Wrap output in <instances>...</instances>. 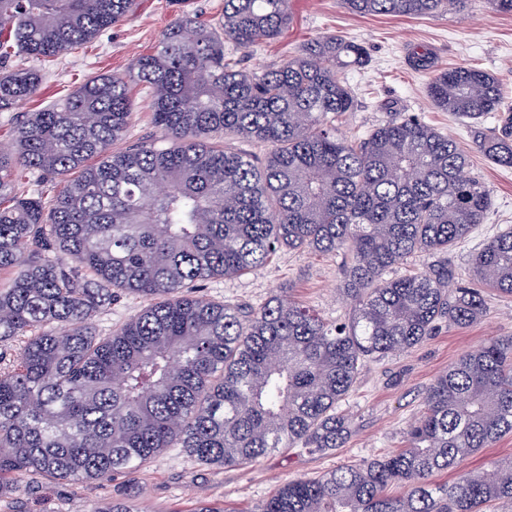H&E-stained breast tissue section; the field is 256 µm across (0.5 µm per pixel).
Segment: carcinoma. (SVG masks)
I'll use <instances>...</instances> for the list:
<instances>
[{
    "label": "carcinoma",
    "mask_w": 512,
    "mask_h": 512,
    "mask_svg": "<svg viewBox=\"0 0 512 512\" xmlns=\"http://www.w3.org/2000/svg\"><path fill=\"white\" fill-rule=\"evenodd\" d=\"M342 2L361 16L421 17L468 0ZM136 7L0 0V65L61 57ZM292 21L291 0H224L213 23L182 14L124 73L93 76L11 123L0 147V271L12 273L0 279V346L22 348L0 367V496L26 473L84 484L132 473L167 448L224 467L280 448H342L351 420L340 404L368 359L408 352L443 322L469 326L488 288L512 295V226L472 254V286L454 287L459 272L444 254L493 205L455 141L401 112L364 137L339 133L336 119L354 108L345 72L368 64L361 45L319 37L259 72L228 59L225 43H268ZM42 80L35 67L1 70L0 112ZM134 84L149 91L161 143L115 151ZM428 95L470 120L485 158L512 168V109L493 75L444 68ZM223 130L267 145L264 159L207 143ZM281 250L345 256L347 319L326 322L285 295L259 308L193 295ZM413 257L429 262L387 277ZM120 292L149 303L101 337L90 319ZM511 433L504 336L434 380L403 448L289 481L251 512H482L512 501V457L451 485L433 476Z\"/></svg>",
    "instance_id": "carcinoma-1"
}]
</instances>
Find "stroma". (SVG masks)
I'll list each match as a JSON object with an SVG mask.
<instances>
[{"label":"stroma","mask_w":512,"mask_h":512,"mask_svg":"<svg viewBox=\"0 0 512 512\" xmlns=\"http://www.w3.org/2000/svg\"><path fill=\"white\" fill-rule=\"evenodd\" d=\"M292 10L293 23L279 39L234 50V60L242 68L260 71L287 61L304 42L320 36L342 35L362 44L370 63L347 74L355 107L338 120L342 134H367L392 108L418 116L469 151V174L492 192L493 206L485 223L448 254L460 273H467L470 255L500 227L512 225V169L492 164L474 151L469 125L431 103L427 86L433 71L414 70L408 57L426 49L433 55V70L467 65L487 71L502 83L506 102L512 106V14L494 11L488 0H470L464 10L427 17H365L348 11L339 0H293ZM223 11L224 0H138L132 15L93 43L47 64L38 93L18 109L37 111L61 100L87 78L124 72L134 56L152 51L161 32L182 13L215 20ZM131 98L133 115L124 144L159 139L147 90L132 86ZM342 274L341 256L282 251L256 271L204 282L200 294L216 303L257 308L285 287L296 301L336 321L349 311L337 292ZM486 300L483 317L472 326L441 327L411 351L365 363L342 403L352 426L345 447L336 451L319 455L302 448L280 449L252 465L216 467L201 463L186 449L169 448L137 473L109 481L74 485L21 476L18 490L0 498V512H94L120 491L140 512H173L197 496L243 512L288 481L313 478L340 465L398 450L434 379L487 339L512 335V296L490 291ZM146 304L142 296L120 294L92 323L97 333L110 335Z\"/></svg>","instance_id":"1"}]
</instances>
